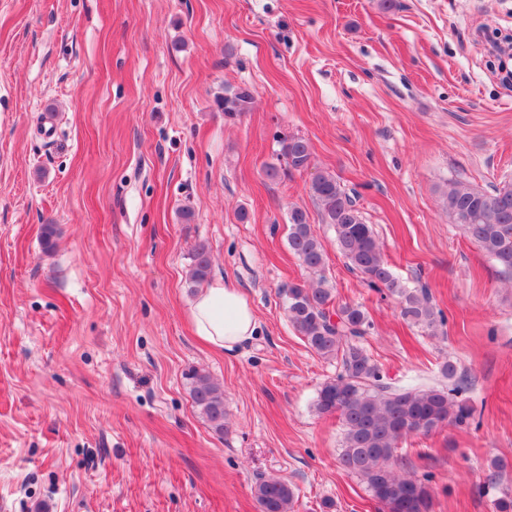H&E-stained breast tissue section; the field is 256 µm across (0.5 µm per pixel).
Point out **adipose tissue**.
<instances>
[{
	"mask_svg": "<svg viewBox=\"0 0 512 512\" xmlns=\"http://www.w3.org/2000/svg\"><path fill=\"white\" fill-rule=\"evenodd\" d=\"M189 317L195 336L209 348L230 354L255 336L259 321L247 293L217 278L192 300Z\"/></svg>",
	"mask_w": 512,
	"mask_h": 512,
	"instance_id": "obj_1",
	"label": "adipose tissue"
}]
</instances>
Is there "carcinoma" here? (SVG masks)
Here are the masks:
<instances>
[{"label":"carcinoma","instance_id":"1","mask_svg":"<svg viewBox=\"0 0 512 512\" xmlns=\"http://www.w3.org/2000/svg\"><path fill=\"white\" fill-rule=\"evenodd\" d=\"M253 100L252 91L239 86L224 90L217 106L225 119L234 120L250 110ZM278 144L286 167H268L267 177L279 179L309 168L311 148L305 138L285 134ZM309 192L322 223L334 229L336 244L350 268L368 287L395 295L407 321L435 331L437 316L427 288H408L395 277L354 194L328 173L315 176ZM446 208L453 222L493 259L498 272L512 280V181L485 191L454 180L448 185ZM288 223L289 250L315 276L310 284L292 283L282 289L288 320L312 351L338 360L341 367L340 374L321 385L313 404L316 413L334 415L343 424L338 462L362 479L382 512H432L429 479L401 471L403 462L395 450L413 435H429L447 424H468L474 409L442 387L410 390L385 382L380 367L361 345L370 329L366 312L349 303L331 308L333 294L325 287L324 248L308 212L299 207L291 209ZM190 259L187 283L197 288L211 275L209 243L198 241ZM185 379L195 407L215 433L223 434L224 387L195 368L185 373ZM252 492L259 512H293L295 491L283 479L259 477Z\"/></svg>","mask_w":512,"mask_h":512}]
</instances>
